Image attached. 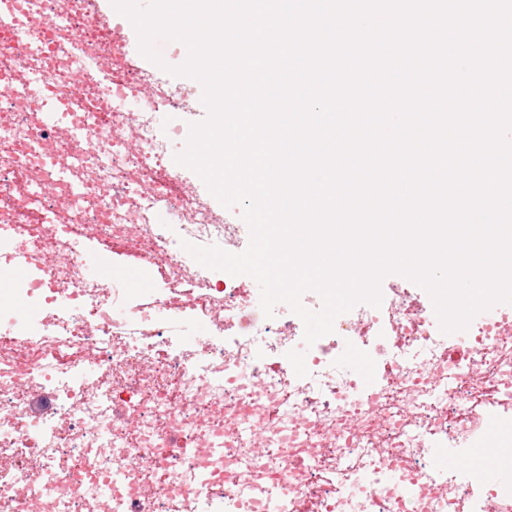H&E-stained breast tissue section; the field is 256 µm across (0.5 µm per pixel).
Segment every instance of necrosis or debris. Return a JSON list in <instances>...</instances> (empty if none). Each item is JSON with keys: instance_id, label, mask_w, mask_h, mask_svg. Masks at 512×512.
<instances>
[{"instance_id": "obj_1", "label": "necrosis or debris", "mask_w": 512, "mask_h": 512, "mask_svg": "<svg viewBox=\"0 0 512 512\" xmlns=\"http://www.w3.org/2000/svg\"><path fill=\"white\" fill-rule=\"evenodd\" d=\"M88 0H0V232L8 252L49 258L47 277L0 289V512H109L99 482L121 473L125 512H252L254 486L280 512H512V486L429 475V448L512 447L490 421L512 411V304L470 324L453 354L424 289L403 279L380 307L338 316L312 347L286 305L242 323L239 276L181 247L247 248L248 225L216 209L175 161L188 93L115 48ZM56 104L62 128L43 115ZM136 257L157 286L137 299L120 277L91 280L79 227ZM32 302L31 335L11 293ZM209 324L180 339L181 321ZM306 349V377L286 353ZM373 363L351 375L344 350ZM221 447L223 459L210 449ZM194 456H184V449ZM253 459L252 471L236 468ZM98 479L72 488L78 462ZM211 463L206 490L196 463Z\"/></svg>"}]
</instances>
